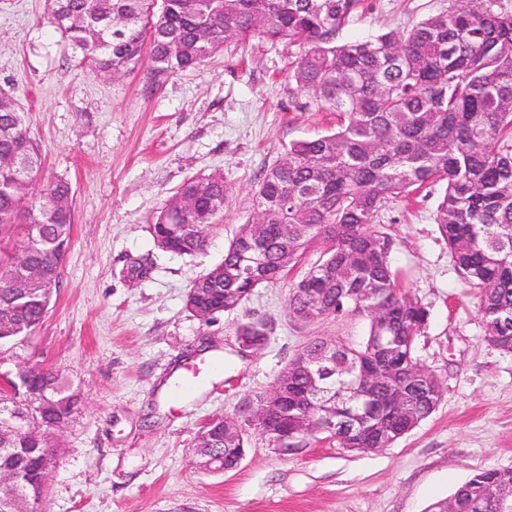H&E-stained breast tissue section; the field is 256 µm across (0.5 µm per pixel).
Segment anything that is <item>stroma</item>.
<instances>
[{
	"label": "stroma",
	"instance_id": "obj_1",
	"mask_svg": "<svg viewBox=\"0 0 512 512\" xmlns=\"http://www.w3.org/2000/svg\"><path fill=\"white\" fill-rule=\"evenodd\" d=\"M45 4L0 0V91L25 112L45 176L66 178L74 192L71 245L49 312L24 345L0 353V373L42 364L79 393L45 512H429L474 474L512 468V353L485 341L477 292L435 224L441 189L427 186L389 203L380 221L396 238L401 288L429 309L418 355L443 385L433 414L368 453L315 435L280 455L253 432L239 467L196 470L190 450L203 427L244 418L310 338L350 342L365 333L358 318L289 317L290 285L316 260L313 251L210 321L185 307L191 285L222 261L251 213L260 173L290 142L334 129L338 117L289 81L298 47L231 39L203 66L151 90L141 73L91 74L44 24ZM447 8L448 0H365L340 38L403 29ZM215 172L230 197L205 253L157 248L149 226L167 200L186 180ZM140 257L153 269L134 280L126 268ZM249 322L263 324L268 340L245 356L236 330ZM196 350L223 367L197 394L175 399L170 386Z\"/></svg>",
	"mask_w": 512,
	"mask_h": 512
}]
</instances>
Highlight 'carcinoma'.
Masks as SVG:
<instances>
[{
  "label": "carcinoma",
  "mask_w": 512,
  "mask_h": 512,
  "mask_svg": "<svg viewBox=\"0 0 512 512\" xmlns=\"http://www.w3.org/2000/svg\"><path fill=\"white\" fill-rule=\"evenodd\" d=\"M364 0H50L45 23L59 32L97 77L146 71L151 84L195 69L229 39L262 37L297 45L289 78L324 109L340 114L336 130L291 142L257 179L253 212L224 249L209 278L187 295L195 317L232 310L257 289L285 276L311 249L320 256L292 284L288 315L298 321L357 317L367 322L357 342L336 343L342 397L317 413L336 423L338 447L389 448L436 409L443 386L415 371L417 340L429 311L401 292L391 265L395 240L379 214L422 187L444 185L435 223L457 271L479 290L486 341L512 352V10L494 0H452L448 11L406 30L340 43V30ZM0 99V270H10L8 245L29 239L30 260L61 274L60 248L74 222L68 180L41 182L42 152L24 112ZM230 188L219 172L185 181L150 227L164 252L205 250L211 228L224 223ZM260 255L237 273L242 250ZM10 296L0 322V348L24 343L43 321L47 302L35 292ZM258 347L264 327L237 329ZM326 340L316 338L291 358L277 397L257 425L289 454L307 433L301 420L316 401L308 367ZM36 380L56 403L50 415L73 414L70 383L47 368ZM204 435L230 463L245 434H224L219 418ZM26 467L13 489L0 488V512L15 492L43 501L46 491ZM512 494V468L480 471L454 492L462 512H493L488 487Z\"/></svg>",
  "instance_id": "cac0c4a2"
}]
</instances>
